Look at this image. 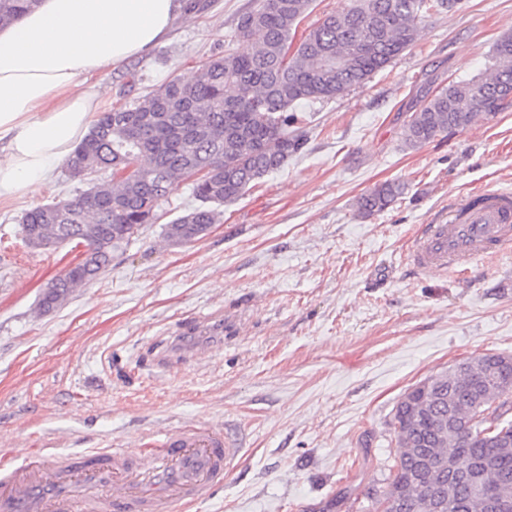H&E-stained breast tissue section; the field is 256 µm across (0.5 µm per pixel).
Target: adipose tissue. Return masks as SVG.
<instances>
[{"label":"adipose tissue","instance_id":"obj_1","mask_svg":"<svg viewBox=\"0 0 512 512\" xmlns=\"http://www.w3.org/2000/svg\"><path fill=\"white\" fill-rule=\"evenodd\" d=\"M177 0H41L0 29V198L35 197L91 128L82 78L167 39Z\"/></svg>","mask_w":512,"mask_h":512}]
</instances>
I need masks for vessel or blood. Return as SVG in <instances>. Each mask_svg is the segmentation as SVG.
<instances>
[{
  "mask_svg": "<svg viewBox=\"0 0 512 512\" xmlns=\"http://www.w3.org/2000/svg\"><path fill=\"white\" fill-rule=\"evenodd\" d=\"M511 251L512 192L487 189L425 225L410 261L423 273L463 276L482 259ZM238 453L223 428L190 424L141 449L35 455L0 473V512H175L223 486Z\"/></svg>",
  "mask_w": 512,
  "mask_h": 512,
  "instance_id": "b4317fda",
  "label": "vessel or blood"
}]
</instances>
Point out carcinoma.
<instances>
[{
    "label": "carcinoma",
    "instance_id": "cac0c4a2",
    "mask_svg": "<svg viewBox=\"0 0 512 512\" xmlns=\"http://www.w3.org/2000/svg\"><path fill=\"white\" fill-rule=\"evenodd\" d=\"M39 0H0V27L14 23ZM461 0H351L327 14L299 42L297 28L313 0H255L237 20L251 51L214 55L191 83L174 77L135 102L97 116L67 161L70 176L101 171L78 197L26 210L21 231L28 246L52 249L74 240L85 247L80 265L46 287L42 312L60 306L98 280L112 256L144 225L193 168L208 177L192 182L199 205L164 225L176 244L191 243L219 222V207L233 203L265 175L280 169L304 147L288 128L304 122L298 101L335 99L366 84L416 41L425 17L452 11ZM294 48L287 53L288 48ZM495 61L480 77L450 82L412 114L404 144L417 147L466 128L480 113L512 102V34L495 46ZM155 132L140 147L134 128ZM404 188L388 182L357 201L360 213L387 209ZM512 383V355L495 354L487 371L448 370L415 385L395 411L400 454L381 500L396 512H487L473 486L483 481L512 498V400L499 390ZM455 492L448 496V481Z\"/></svg>",
    "mask_w": 512,
    "mask_h": 512
}]
</instances>
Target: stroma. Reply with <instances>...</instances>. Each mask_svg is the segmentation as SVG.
<instances>
[{
	"label": "stroma",
	"instance_id": "obj_1",
	"mask_svg": "<svg viewBox=\"0 0 512 512\" xmlns=\"http://www.w3.org/2000/svg\"><path fill=\"white\" fill-rule=\"evenodd\" d=\"M207 2L178 16L163 45L83 91L100 109L118 107L196 74L213 54L246 52L236 25L253 0ZM510 31L512 0H462L426 18L414 45L366 85L298 104L303 149L224 205L206 235H163L197 205L183 183L97 281L47 313L41 294L81 250L29 247L19 219L87 182L60 163L36 199L0 200V458L137 448L208 423L237 440L236 467L210 498L176 512H367L399 454L404 393L461 359L512 355V253L481 260L467 279L418 272L405 257L419 226L460 194L512 190V106L404 144L419 100L484 73ZM385 182L403 195L359 214L357 199ZM194 317L223 324V341L198 359L162 360Z\"/></svg>",
	"mask_w": 512,
	"mask_h": 512
}]
</instances>
